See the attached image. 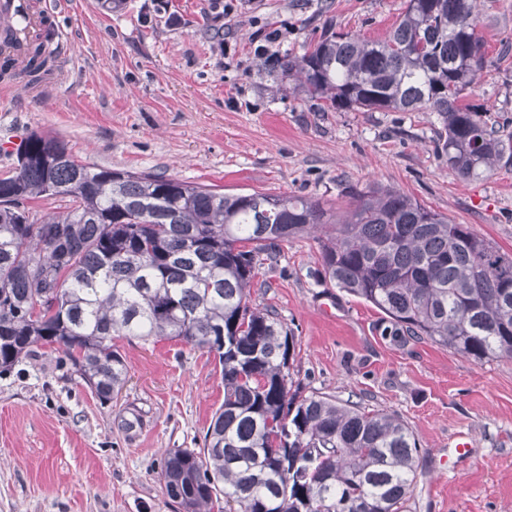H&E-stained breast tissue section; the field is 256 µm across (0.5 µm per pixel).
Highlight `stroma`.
Segmentation results:
<instances>
[{"label":"stroma","instance_id":"1","mask_svg":"<svg viewBox=\"0 0 512 512\" xmlns=\"http://www.w3.org/2000/svg\"><path fill=\"white\" fill-rule=\"evenodd\" d=\"M74 37L37 83L0 77V175L32 133L84 161L227 192L302 195L343 208L345 184L378 182L512 252V169L457 179L435 148L433 112H325L282 71L326 26L381 38L406 0H48ZM154 5L150 23L141 15ZM490 61L468 99L512 118V0H480ZM182 23H168L170 14ZM280 30L269 57L253 53ZM254 303L295 336V380L400 416L420 443L409 512H512V359L475 361L426 339H395L377 309L325 279L309 235L264 260ZM127 367L101 403L44 348L0 375V512H177L158 463L199 448L224 385L213 354L116 338ZM463 435L469 454L450 457Z\"/></svg>","mask_w":512,"mask_h":512}]
</instances>
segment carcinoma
Returning <instances> with one entry per match:
<instances>
[{
	"mask_svg": "<svg viewBox=\"0 0 512 512\" xmlns=\"http://www.w3.org/2000/svg\"><path fill=\"white\" fill-rule=\"evenodd\" d=\"M479 0H407L386 35L325 31L285 75L323 111L435 112L448 171L477 180L512 167V120L465 102L487 68ZM51 35L19 70L51 71ZM0 374L34 347L60 352L106 403L126 367L115 338L185 342L218 358L224 403L203 448L160 463L183 512H406L420 462L399 416L343 404L293 381L295 336L251 304L261 255L318 231L324 275L371 304L393 336L476 361L512 358V254L467 224L379 183L349 185L342 220L317 201L225 192L81 161L33 133L0 177ZM63 204L49 212V200Z\"/></svg>",
	"mask_w": 512,
	"mask_h": 512,
	"instance_id": "carcinoma-1",
	"label": "carcinoma"
}]
</instances>
